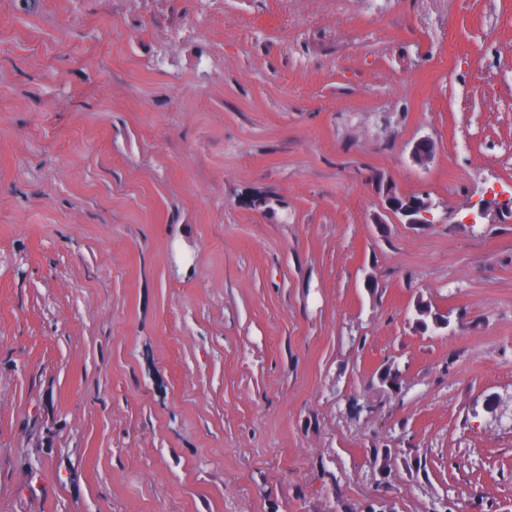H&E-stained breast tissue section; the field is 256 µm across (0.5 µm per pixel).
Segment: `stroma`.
<instances>
[{"mask_svg": "<svg viewBox=\"0 0 512 512\" xmlns=\"http://www.w3.org/2000/svg\"><path fill=\"white\" fill-rule=\"evenodd\" d=\"M492 189L512 0H0V512H512ZM384 212L403 224H428L431 222L433 204L428 197L406 195L391 184L382 189Z\"/></svg>", "mask_w": 512, "mask_h": 512, "instance_id": "obj_1", "label": "stroma"}]
</instances>
